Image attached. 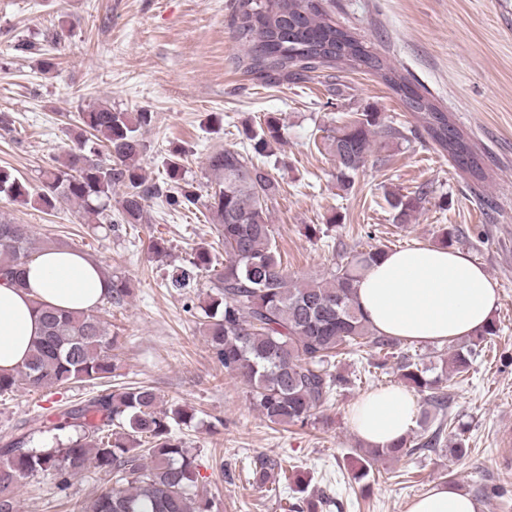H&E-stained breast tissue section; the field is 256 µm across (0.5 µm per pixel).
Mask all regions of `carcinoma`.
Returning a JSON list of instances; mask_svg holds the SVG:
<instances>
[{
  "instance_id": "carcinoma-1",
  "label": "carcinoma",
  "mask_w": 512,
  "mask_h": 512,
  "mask_svg": "<svg viewBox=\"0 0 512 512\" xmlns=\"http://www.w3.org/2000/svg\"><path fill=\"white\" fill-rule=\"evenodd\" d=\"M232 26L236 40L247 47L246 72L266 83L302 79L335 64L365 68L380 77L417 114L431 141L459 170L472 179H485L478 154L469 140L427 95L418 92L385 58L368 49L354 32L324 10L322 0H235ZM76 145L42 170V189L30 193L11 169L0 167V194L14 202L53 210L61 202L78 204L98 224H114L112 192L123 190L121 221L147 220L146 202L161 188L145 184L140 159L146 144L140 130L152 121L150 112H122L101 105L79 115ZM378 112H363L336 127L324 146L336 163L339 188H353L365 166ZM280 118L244 128L250 149L224 148L210 156L219 180L207 208L224 244V266L204 245L194 249L189 267L171 277L169 286L186 289L207 274L214 296L202 308L204 335L212 358L224 372L250 387L252 405L271 424L307 426L333 393L350 383L336 371L339 357L369 349L370 367L396 370L423 401L441 415L439 424L413 440L390 448H371L361 456L356 478L364 480L385 457L435 450L447 419L448 373L469 372L476 348L497 335L496 322L457 347L440 354L428 367L402 346L401 340L374 332L355 305L354 283L385 250L358 252L323 276L293 280L283 265L269 223L267 202L279 193V183L254 162L269 157L281 144ZM96 132L108 151L106 160L92 158L83 132ZM186 153L169 150L164 195L169 206L188 209L199 197L183 182ZM422 189L414 196L387 199L397 225L409 223L426 200ZM31 231L26 224L0 220V278L23 285L26 266L34 259ZM107 304L120 308L130 294L128 279L111 276ZM41 336L14 375L0 374V396L19 385L39 389L75 383H110L117 370V339L94 310L63 312L38 307ZM160 396L150 386L119 385L72 405L33 432L48 428L74 431L66 442L50 448H28L26 437L0 445V512H18L15 487L37 474L50 475L58 491L94 467L115 478V486L95 495L81 512H211L210 500L199 492L195 456L172 434L176 425L194 418L183 405L159 408Z\"/></svg>"
}]
</instances>
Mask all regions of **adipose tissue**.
I'll return each mask as SVG.
<instances>
[{
  "instance_id": "adipose-tissue-1",
  "label": "adipose tissue",
  "mask_w": 512,
  "mask_h": 512,
  "mask_svg": "<svg viewBox=\"0 0 512 512\" xmlns=\"http://www.w3.org/2000/svg\"><path fill=\"white\" fill-rule=\"evenodd\" d=\"M110 290L111 282L95 260L65 250L36 257L27 267L24 286L0 280V373H15L25 363L41 332L38 306L87 311ZM355 300L378 334L446 344L489 325L500 295L487 271L463 252L418 245L372 264L355 286ZM415 415L410 394L389 387L354 402L347 421L366 446L382 448L405 436ZM480 510L471 493L444 481L415 498L407 512Z\"/></svg>"
}]
</instances>
